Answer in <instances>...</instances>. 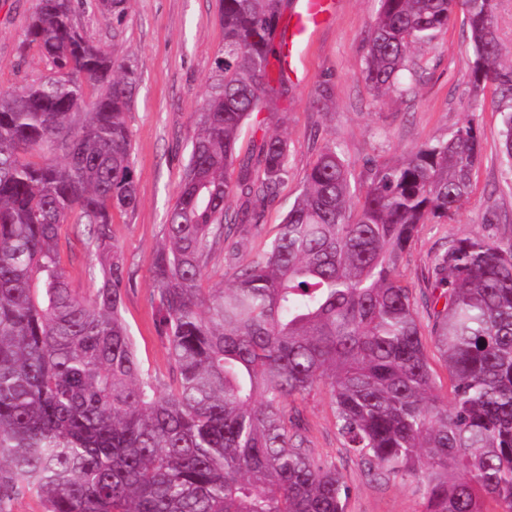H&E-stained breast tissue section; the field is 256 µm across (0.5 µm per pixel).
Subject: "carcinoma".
I'll list each match as a JSON object with an SVG mask.
<instances>
[{
	"label": "carcinoma",
	"instance_id": "1",
	"mask_svg": "<svg viewBox=\"0 0 512 512\" xmlns=\"http://www.w3.org/2000/svg\"><path fill=\"white\" fill-rule=\"evenodd\" d=\"M364 78L398 84L413 41L458 10L475 52V90L496 86L512 169V62L495 0H380ZM283 0H220L224 46L194 113L196 134L154 250L157 332L173 374L143 368L122 317L128 278L111 246L112 211L138 203L126 122L137 66L90 44L77 0H41L19 53L54 77L0 91V512L35 493L45 512H345L349 487L307 449L294 401L327 390L339 434L376 476L418 480L423 512H512V249L459 238L426 299L448 368L443 397L402 283L419 225L461 208L480 159L471 120L377 167L356 219L348 170L327 145L273 239L218 288L213 252L249 234L287 176L288 144L263 136L238 158L241 127L277 98L273 59ZM108 84L87 119L83 82ZM63 153L32 162L33 148ZM238 196L246 208L229 211ZM100 265V287H69L67 223Z\"/></svg>",
	"mask_w": 512,
	"mask_h": 512
}]
</instances>
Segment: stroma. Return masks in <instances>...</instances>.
Here are the masks:
<instances>
[{"instance_id": "stroma-1", "label": "stroma", "mask_w": 512, "mask_h": 512, "mask_svg": "<svg viewBox=\"0 0 512 512\" xmlns=\"http://www.w3.org/2000/svg\"><path fill=\"white\" fill-rule=\"evenodd\" d=\"M40 0H0V88L8 89L52 74L37 50L19 54L28 21ZM380 9L379 0H341L331 21L305 50L311 82H289L275 112L259 113L240 132L239 158L249 157L263 135L288 143V176L275 199L233 254L216 253L203 285L220 286L222 275L250 263L273 238L301 192L306 173L325 145L345 160L355 197H362L370 170L400 162L427 141L449 137L474 120L482 154L469 199L454 215L420 225L400 262L405 285L415 297L428 293L438 257L453 240L489 238L512 248V171L502 161V115L486 92L483 111L473 112L474 52L462 14L431 42L410 46L401 85L377 96L363 78L364 39ZM83 35L113 59L138 64L141 73L127 123L138 204L112 213V242L129 275L123 317L145 369L171 377L164 342L155 331L149 262L162 241L166 214L196 128L192 114L208 90L224 43L218 0H128L123 16H105L84 0L76 9ZM312 456L336 465L351 489L346 512H422L417 484L373 480L359 457L344 445L325 390L298 401Z\"/></svg>"}]
</instances>
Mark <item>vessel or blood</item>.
<instances>
[{
    "label": "vessel or blood",
    "instance_id": "1",
    "mask_svg": "<svg viewBox=\"0 0 512 512\" xmlns=\"http://www.w3.org/2000/svg\"><path fill=\"white\" fill-rule=\"evenodd\" d=\"M338 3L339 0H298L296 10L288 20L283 57L279 64L284 78L306 85L308 75L297 63L299 50L310 40L315 28L334 16Z\"/></svg>",
    "mask_w": 512,
    "mask_h": 512
}]
</instances>
